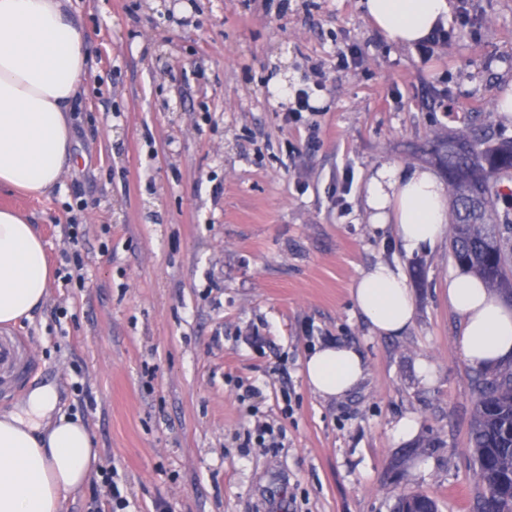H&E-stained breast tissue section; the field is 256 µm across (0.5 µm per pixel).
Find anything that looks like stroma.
Here are the masks:
<instances>
[{
  "instance_id": "35a3bbf8",
  "label": "stroma",
  "mask_w": 512,
  "mask_h": 512,
  "mask_svg": "<svg viewBox=\"0 0 512 512\" xmlns=\"http://www.w3.org/2000/svg\"><path fill=\"white\" fill-rule=\"evenodd\" d=\"M452 3L424 57L388 45L360 0H71L88 32L80 162L40 198L0 191L51 268L77 252L87 273L51 278L10 328L30 372L0 391L2 411L52 385L59 413L90 427L103 472L67 512H113L110 480L122 512H394L411 493L476 512L473 370L448 306L458 266L445 240L407 254L361 196L372 170L431 166V143L466 127L489 119L512 138L495 110L512 95V0ZM318 71L313 111L284 123L282 86ZM379 262L415 299L396 336L372 333L350 298ZM326 342L366 366L332 402L303 375ZM260 423L280 446L246 444Z\"/></svg>"
}]
</instances>
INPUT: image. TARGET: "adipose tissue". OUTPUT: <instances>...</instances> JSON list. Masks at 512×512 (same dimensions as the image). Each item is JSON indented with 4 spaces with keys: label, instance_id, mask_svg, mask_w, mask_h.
<instances>
[{
    "label": "adipose tissue",
    "instance_id": "adipose-tissue-1",
    "mask_svg": "<svg viewBox=\"0 0 512 512\" xmlns=\"http://www.w3.org/2000/svg\"><path fill=\"white\" fill-rule=\"evenodd\" d=\"M366 17L388 43L411 46L447 19L450 0H362ZM88 33L66 0H0V189L41 196L74 165L70 113L82 93ZM372 223L394 225L404 249L433 246L448 229V194L429 169L386 164L365 186ZM46 245L18 210L0 208V327L30 318L48 297ZM355 308L372 331L393 335L409 327L414 298L404 274L379 262L351 287ZM448 303L461 321L464 360L483 369L512 360V307L475 275L448 282ZM311 390L341 398L359 386V349L316 346L304 363ZM52 386L28 391L19 408L0 412V512H66L99 463L89 427L55 417Z\"/></svg>",
    "mask_w": 512,
    "mask_h": 512
}]
</instances>
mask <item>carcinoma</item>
I'll return each mask as SVG.
<instances>
[{
  "label": "carcinoma",
  "instance_id": "1",
  "mask_svg": "<svg viewBox=\"0 0 512 512\" xmlns=\"http://www.w3.org/2000/svg\"><path fill=\"white\" fill-rule=\"evenodd\" d=\"M452 195L450 254L455 263L479 274L486 285L512 292V138L493 141L486 131L448 139L438 160ZM470 443L478 462V512H512V497L500 494L512 476V365L479 370Z\"/></svg>",
  "mask_w": 512,
  "mask_h": 512
}]
</instances>
